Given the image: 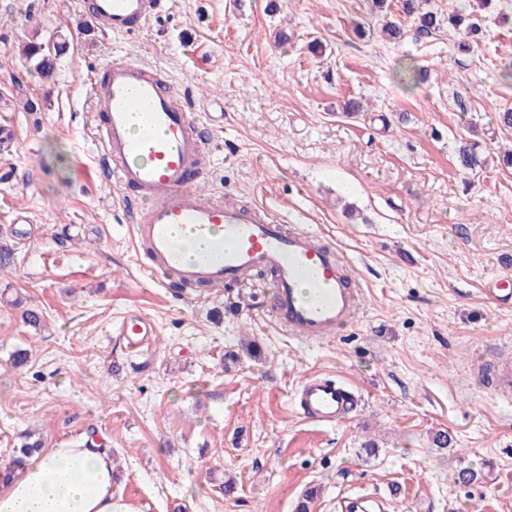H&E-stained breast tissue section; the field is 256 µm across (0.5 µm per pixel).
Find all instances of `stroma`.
<instances>
[{
	"label": "stroma",
	"instance_id": "stroma-1",
	"mask_svg": "<svg viewBox=\"0 0 512 512\" xmlns=\"http://www.w3.org/2000/svg\"><path fill=\"white\" fill-rule=\"evenodd\" d=\"M79 2L0 0V128L15 138L0 145V239L14 250L0 272V465L30 432L47 448H105L133 512H297L309 491L311 512L355 492L387 512H512V404L466 379L482 346L512 354V308L483 291L512 273V169L497 159L512 149L497 126L512 109L499 75L512 0H430L480 25L465 55L444 35L358 37L371 0H166L134 36L90 26ZM29 43L49 52L50 78ZM125 58L202 101L205 190L270 204L349 257L363 294L335 342L291 339L246 295L183 302L142 275L88 92L92 67ZM401 58L420 82L393 78ZM465 142L486 160L479 174L456 163ZM132 312L157 329L139 354L114 333ZM312 374L359 390L360 413L305 420L293 398ZM465 468L478 481L460 482Z\"/></svg>",
	"mask_w": 512,
	"mask_h": 512
}]
</instances>
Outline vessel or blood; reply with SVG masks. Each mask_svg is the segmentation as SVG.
<instances>
[{
  "instance_id": "obj_1",
  "label": "vessel or blood",
  "mask_w": 512,
  "mask_h": 512,
  "mask_svg": "<svg viewBox=\"0 0 512 512\" xmlns=\"http://www.w3.org/2000/svg\"><path fill=\"white\" fill-rule=\"evenodd\" d=\"M165 8V0H92L88 20L121 36L147 26ZM89 86L108 171L132 192L124 207L146 273L166 278L169 287L198 291L247 288L264 272L274 297L270 316L300 342L331 341L353 322L362 284L337 246L305 225H285L266 205L218 200L201 190V162L212 139L200 132L169 80L142 63L115 60L93 74ZM116 333L138 353L156 327L131 314ZM470 378L494 398L512 400L511 355H498L492 374L479 369ZM295 402L309 420L333 426L353 414L358 399L345 381L311 375L299 383Z\"/></svg>"
}]
</instances>
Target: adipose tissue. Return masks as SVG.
I'll list each match as a JSON object with an SVG mask.
<instances>
[{
    "label": "adipose tissue",
    "instance_id": "obj_1",
    "mask_svg": "<svg viewBox=\"0 0 512 512\" xmlns=\"http://www.w3.org/2000/svg\"><path fill=\"white\" fill-rule=\"evenodd\" d=\"M115 462L84 442L25 456L19 476L0 480V512H131L116 495Z\"/></svg>",
    "mask_w": 512,
    "mask_h": 512
}]
</instances>
